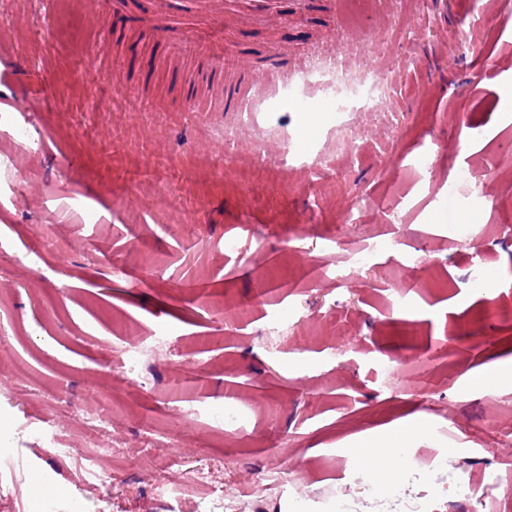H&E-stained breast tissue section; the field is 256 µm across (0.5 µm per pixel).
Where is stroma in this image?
Listing matches in <instances>:
<instances>
[{
	"label": "stroma",
	"mask_w": 512,
	"mask_h": 512,
	"mask_svg": "<svg viewBox=\"0 0 512 512\" xmlns=\"http://www.w3.org/2000/svg\"><path fill=\"white\" fill-rule=\"evenodd\" d=\"M224 0L233 44L285 48L300 108L192 112L193 55L99 32L68 0H0V512H278L363 475L353 444L426 415L420 491L441 506L512 461V29L498 0ZM155 52L142 91L115 73ZM370 75L336 111L329 60ZM182 83H173L172 70ZM275 143L281 153H257ZM463 195L480 249L440 206ZM307 226L295 237L297 226ZM369 246L358 270L336 242ZM486 290L471 288L472 265ZM152 275H145L146 266ZM221 337L218 345L202 344ZM139 349L134 375L113 363ZM122 395L121 403L110 394ZM203 473L178 507L181 472ZM280 492L225 500L232 481Z\"/></svg>",
	"instance_id": "stroma-1"
}]
</instances>
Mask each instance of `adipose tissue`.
<instances>
[{
  "mask_svg": "<svg viewBox=\"0 0 512 512\" xmlns=\"http://www.w3.org/2000/svg\"><path fill=\"white\" fill-rule=\"evenodd\" d=\"M430 428L427 418L412 421L411 429L398 434L368 435L358 440L359 456L378 497H393L401 493L411 473L403 462L408 458L414 438L426 435Z\"/></svg>",
  "mask_w": 512,
  "mask_h": 512,
  "instance_id": "ef3b65f1",
  "label": "adipose tissue"
}]
</instances>
